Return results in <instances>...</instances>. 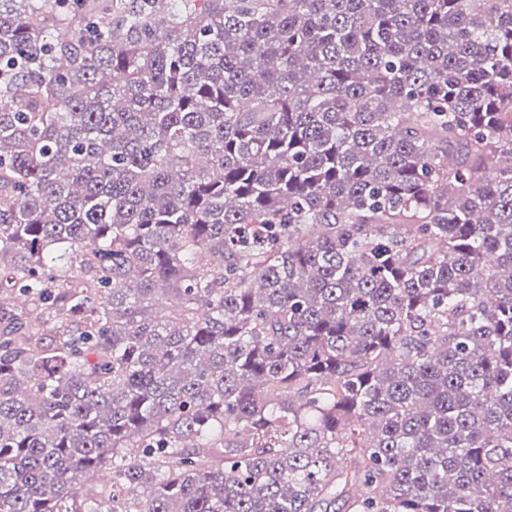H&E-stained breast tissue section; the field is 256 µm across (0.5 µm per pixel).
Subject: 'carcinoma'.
<instances>
[{
	"label": "carcinoma",
	"instance_id": "1",
	"mask_svg": "<svg viewBox=\"0 0 512 512\" xmlns=\"http://www.w3.org/2000/svg\"><path fill=\"white\" fill-rule=\"evenodd\" d=\"M169 2L0 0V512H512V0Z\"/></svg>",
	"mask_w": 512,
	"mask_h": 512
}]
</instances>
